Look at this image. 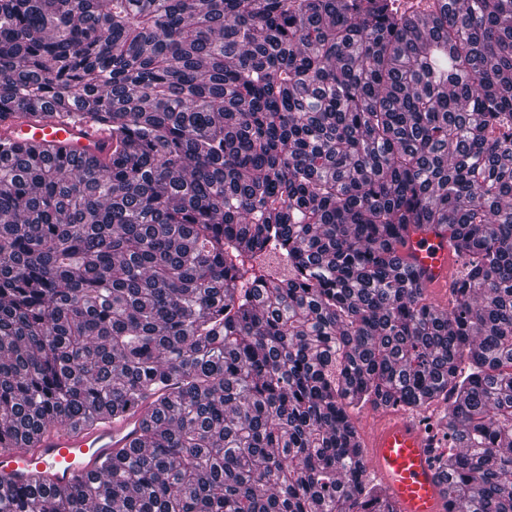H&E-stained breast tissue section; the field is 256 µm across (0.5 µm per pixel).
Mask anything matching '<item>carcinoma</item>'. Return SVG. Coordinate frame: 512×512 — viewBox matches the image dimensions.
I'll use <instances>...</instances> for the list:
<instances>
[{
    "label": "carcinoma",
    "mask_w": 512,
    "mask_h": 512,
    "mask_svg": "<svg viewBox=\"0 0 512 512\" xmlns=\"http://www.w3.org/2000/svg\"><path fill=\"white\" fill-rule=\"evenodd\" d=\"M13 111L113 149L0 142V437L150 405L0 512H396L368 404L443 406L454 512H512V0H0ZM403 255L415 267L423 272L429 298L440 306L448 305V274L455 258L448 247V234L439 230L418 232L407 238Z\"/></svg>",
    "instance_id": "cac0c4a2"
}]
</instances>
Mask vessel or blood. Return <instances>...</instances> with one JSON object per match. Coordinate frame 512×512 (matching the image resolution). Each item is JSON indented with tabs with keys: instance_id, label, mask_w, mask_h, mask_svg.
Returning <instances> with one entry per match:
<instances>
[{
	"instance_id": "vessel-or-blood-1",
	"label": "vessel or blood",
	"mask_w": 512,
	"mask_h": 512,
	"mask_svg": "<svg viewBox=\"0 0 512 512\" xmlns=\"http://www.w3.org/2000/svg\"><path fill=\"white\" fill-rule=\"evenodd\" d=\"M0 137L17 149L46 144L64 149L71 160L112 156V134L102 126L63 123L25 112L0 114ZM403 254L422 272L430 288L448 285L455 258L448 235L439 230L409 236ZM141 412L104 415L91 426H64L42 431L33 446L20 448L0 443V478L15 485L29 484L38 475L47 483L66 487L88 475L113 451L134 444L142 433ZM367 446L369 464L386 489L396 512H444L445 486L437 477L429 440L410 419L391 416L371 434Z\"/></svg>"
}]
</instances>
